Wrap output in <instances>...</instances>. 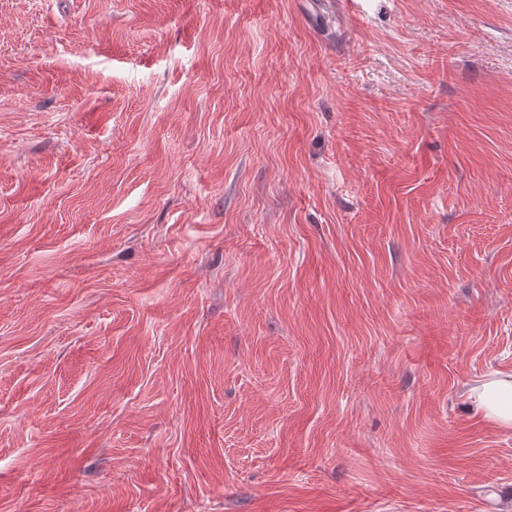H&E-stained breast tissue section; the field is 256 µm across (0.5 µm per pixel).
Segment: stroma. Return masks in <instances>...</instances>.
<instances>
[{"instance_id": "obj_1", "label": "stroma", "mask_w": 512, "mask_h": 512, "mask_svg": "<svg viewBox=\"0 0 512 512\" xmlns=\"http://www.w3.org/2000/svg\"><path fill=\"white\" fill-rule=\"evenodd\" d=\"M512 0H0V512H512ZM470 409L502 427H512V376L491 377L473 386Z\"/></svg>"}]
</instances>
